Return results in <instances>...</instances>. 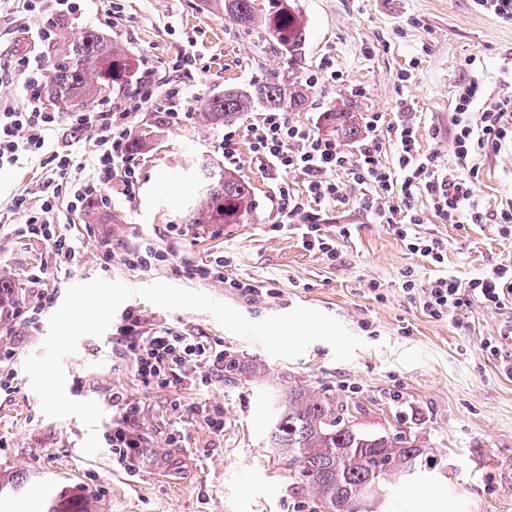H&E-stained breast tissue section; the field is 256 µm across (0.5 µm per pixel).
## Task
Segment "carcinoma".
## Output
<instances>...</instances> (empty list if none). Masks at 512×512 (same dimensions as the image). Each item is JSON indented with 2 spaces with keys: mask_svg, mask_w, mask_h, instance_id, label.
<instances>
[{
  "mask_svg": "<svg viewBox=\"0 0 512 512\" xmlns=\"http://www.w3.org/2000/svg\"><path fill=\"white\" fill-rule=\"evenodd\" d=\"M208 11L244 28H259L288 55L293 66L302 61L306 23L288 0H269L259 9L255 0H205ZM46 86L58 105L83 106L116 88L126 89L139 61L96 30L74 36L57 29ZM305 94L285 74L274 72L249 92L226 89L204 100L198 121L229 122L259 105L268 110H299ZM325 127L336 138L351 140L360 133L353 113L328 110ZM205 182L193 209V224H247L254 209L249 182L212 162L199 166ZM276 414L268 436L278 461L288 467L292 488L309 496L311 512H397L393 487L421 477L432 468L426 449L414 439L386 431L366 432L349 424L336 408V397L314 386L290 384L276 394ZM101 501L80 488L50 493L39 512H102Z\"/></svg>",
  "mask_w": 512,
  "mask_h": 512,
  "instance_id": "cac0c4a2",
  "label": "carcinoma"
}]
</instances>
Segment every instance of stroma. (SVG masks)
I'll use <instances>...</instances> for the list:
<instances>
[{"instance_id": "1", "label": "stroma", "mask_w": 512, "mask_h": 512, "mask_svg": "<svg viewBox=\"0 0 512 512\" xmlns=\"http://www.w3.org/2000/svg\"><path fill=\"white\" fill-rule=\"evenodd\" d=\"M307 24L305 53L293 78L308 87L304 111L289 119L322 132L325 111L349 107L358 120L373 112L393 121L409 113L419 127L423 153H438L454 167L452 113L458 86L482 85L474 104L481 111L512 92V25L477 12L471 0H294ZM122 20L111 25L113 7ZM67 31L93 29L122 45L148 65L159 89L179 83L185 90L186 116L176 126L155 111L141 114L138 129L153 133L152 148L140 153V188L134 200L112 195L101 214L108 227L68 211L59 201L60 229L81 247L77 270L49 280L48 288L96 277L132 287L162 281L181 285L170 269L151 271L114 265L102 271L97 249L101 232L114 246L132 248L155 239L178 258L195 263L223 257L224 274L248 279L255 296H242L218 282L194 283V290L261 320L295 307L313 308L337 318L362 338L352 360L338 362L323 341L293 360L271 357L258 343L234 336L211 315L168 311L144 299H129L140 310L145 331L169 328L207 342L241 362L238 374L216 367L187 369L180 383L147 387L137 378L130 356L112 333L81 339L64 361L66 392L77 401H96L104 412L98 433L109 428L117 409L113 393L140 408L136 424L147 449L135 472L112 462L108 448L91 457L81 446L85 425L75 417L42 414L23 363L42 351L47 321L29 325L0 323V345L14 350L12 391L0 394V475L25 479L22 493L5 503L6 512H38L52 489L78 485L101 495L106 512H310L307 499L292 491L288 472L270 453L266 437L275 408L274 394L288 383L330 391L355 425L415 439L441 471L396 488L395 498L410 512H512V370L483 348L485 339L512 325V306L473 307L457 318L429 317L401 289L406 272L427 282L447 271L466 280L497 264H512V237L487 224H443L431 213L425 193H417L415 225L421 238L448 245L443 267L411 254L387 224L364 205V187L338 173L343 195L335 205L318 206V223L336 237L340 258L329 262L307 251L294 234L277 231L283 215L278 186L288 182L306 197L302 175L261 167L249 148V128L261 118L254 108L240 119L200 125L196 112L207 97L233 87L244 91L286 70L280 50L255 30H244L211 15L203 0H87L82 15L62 19ZM193 49L197 69L173 71L170 62ZM338 74L330 80L322 69ZM232 139V170L254 189L255 209L247 224H195L190 212L201 192L197 164L223 161L224 141ZM477 199L494 205L512 199V142L476 157ZM44 179L33 163L0 170V272L13 276L16 300L34 301L28 268L49 261L43 243L12 235L22 223L11 208L14 195ZM379 283L382 297L369 292ZM222 415L217 433L207 420Z\"/></svg>"}]
</instances>
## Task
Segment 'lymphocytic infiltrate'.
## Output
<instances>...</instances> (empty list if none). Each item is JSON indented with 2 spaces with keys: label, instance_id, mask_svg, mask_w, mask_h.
<instances>
[{
  "label": "lymphocytic infiltrate",
  "instance_id": "1",
  "mask_svg": "<svg viewBox=\"0 0 512 512\" xmlns=\"http://www.w3.org/2000/svg\"><path fill=\"white\" fill-rule=\"evenodd\" d=\"M83 0H23L22 5L6 9L15 31L35 34L43 44L51 43L55 20L81 12ZM8 64H0V86L14 88L15 98L0 97V169L21 160L39 162L45 172L43 195L39 206H31L28 194L15 195L11 207L24 221L16 225L19 236L46 244L51 260L26 274L28 283L37 287L36 300L12 315L21 321L38 323L56 301L53 292L43 284L57 276L63 267L78 265L80 248L76 241L62 234L57 224L59 195H66L71 210L80 211L94 201L106 202L108 192L135 198L139 190V163L129 149L135 122L141 112L162 105L165 121L180 124L178 109L183 92L171 86L158 92L147 79H140L138 90L120 101H105L93 107L59 112L48 107L43 90L50 72L44 54L19 52L10 48ZM479 82L470 81L456 93L453 113L452 150L455 168L442 167L438 154L422 153L418 128L412 118L402 116L386 124L381 114H370L366 132L354 153H346L335 137L315 134L307 126L288 119L283 112H266L251 129V151L262 164L285 173L302 174L307 183V200L330 205L343 194V186L334 178L345 172L350 179L368 189L367 200L378 217L390 224L394 233L405 241L413 254L431 264L444 261L447 246L443 240L423 239L412 235V225L421 223V215L412 207L415 192L425 191L436 218L444 224H483L494 221L502 235L512 236V200L500 202L495 212H487L475 203L478 167L472 158L487 151H498L512 138V95L503 96L483 111H472L478 97ZM388 127L397 148V166L402 176V195L393 197L390 170L380 160L383 145L377 136L380 127ZM64 135H92L96 149L90 163L78 160L73 149L50 141L52 132ZM93 165L94 177H86V165ZM280 209L285 217L283 228L298 234L304 249L320 253L328 261L339 257L336 241L315 224L308 214L306 200L291 193L288 183L279 189ZM104 265L120 260L124 265L146 270L169 268L189 281L224 283L225 287L245 296L256 294L250 280L226 279L224 262L191 263L163 250L156 241L146 239L138 246L119 252L106 239L100 240ZM402 288L418 297L423 311L430 317H454L475 306L502 309L512 305V266L499 264L481 276L463 281L440 275L427 283L406 280ZM114 338L133 360L136 376L147 386L170 385L182 377L190 365H218L223 352L212 346L183 336L168 328L145 332L137 309H126L115 327ZM118 408L104 439L112 450V460L126 471H134L144 456L142 435L135 424L140 415L137 405L115 398Z\"/></svg>",
  "mask_w": 512,
  "mask_h": 512
}]
</instances>
